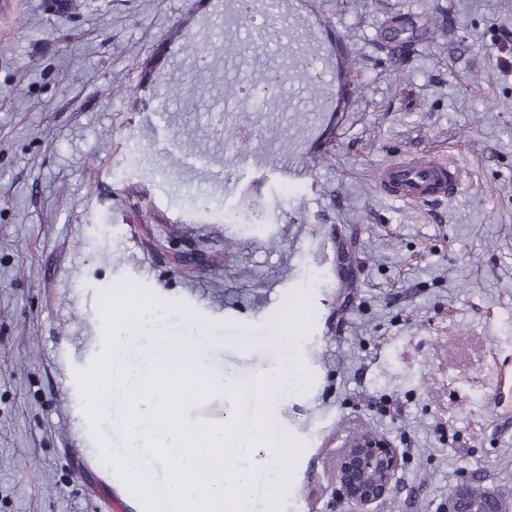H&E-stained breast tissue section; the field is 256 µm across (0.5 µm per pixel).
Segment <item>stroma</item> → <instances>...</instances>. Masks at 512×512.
<instances>
[{
  "label": "stroma",
  "instance_id": "stroma-1",
  "mask_svg": "<svg viewBox=\"0 0 512 512\" xmlns=\"http://www.w3.org/2000/svg\"><path fill=\"white\" fill-rule=\"evenodd\" d=\"M294 16L307 47L357 62L318 142L304 106L335 68L289 76L284 111L217 116L224 59L196 60L248 42L228 6L0 0V512H112L110 496L145 512L84 402L118 288L191 331L214 373L302 372L273 403L297 449L280 512H358L335 477L358 430L400 458L373 512H445L466 481L512 500V0ZM433 22L447 40L423 38ZM429 150L461 167L454 199L378 190L382 167ZM256 205L265 223H225Z\"/></svg>",
  "mask_w": 512,
  "mask_h": 512
}]
</instances>
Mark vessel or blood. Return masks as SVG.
<instances>
[{
    "label": "vessel or blood",
    "mask_w": 512,
    "mask_h": 512,
    "mask_svg": "<svg viewBox=\"0 0 512 512\" xmlns=\"http://www.w3.org/2000/svg\"><path fill=\"white\" fill-rule=\"evenodd\" d=\"M460 184V168L429 153L398 158L387 164L377 177L382 194L409 203L450 200Z\"/></svg>",
    "instance_id": "obj_1"
}]
</instances>
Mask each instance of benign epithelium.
Wrapping results in <instances>:
<instances>
[{"instance_id": "7a95c632", "label": "benign epithelium", "mask_w": 512, "mask_h": 512, "mask_svg": "<svg viewBox=\"0 0 512 512\" xmlns=\"http://www.w3.org/2000/svg\"><path fill=\"white\" fill-rule=\"evenodd\" d=\"M399 455L384 437L362 432L352 436L336 464V480L342 495L355 502L361 512L389 495L394 488ZM448 512H501L500 500L491 491L473 496L471 486L463 483L448 497Z\"/></svg>"}]
</instances>
